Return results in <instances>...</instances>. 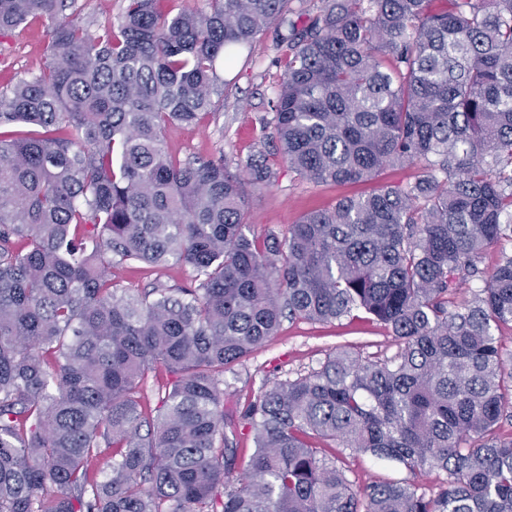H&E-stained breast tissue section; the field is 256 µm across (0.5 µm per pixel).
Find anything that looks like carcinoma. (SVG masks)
Segmentation results:
<instances>
[{"mask_svg":"<svg viewBox=\"0 0 512 512\" xmlns=\"http://www.w3.org/2000/svg\"><path fill=\"white\" fill-rule=\"evenodd\" d=\"M0 0V32L39 21L38 70L0 89V512H512V0ZM275 26L277 150L316 184L382 185L249 233L223 157L181 160L174 123L212 116L217 68ZM247 181L274 178L264 155ZM185 267L129 288L112 268ZM469 280L484 286L454 300ZM362 312L391 357L336 349L224 402L283 320ZM170 376L160 406L150 380ZM255 448L241 465L238 428ZM409 474L359 492L336 445ZM112 466L100 477L97 463ZM78 4L82 6L86 16L95 17L102 22L103 16L112 15V19L117 17L126 2L124 0H78Z\"/></svg>","mask_w":512,"mask_h":512,"instance_id":"obj_1","label":"carcinoma"}]
</instances>
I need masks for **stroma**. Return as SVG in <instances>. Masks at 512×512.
I'll list each match as a JSON object with an SVG mask.
<instances>
[{"mask_svg": "<svg viewBox=\"0 0 512 512\" xmlns=\"http://www.w3.org/2000/svg\"><path fill=\"white\" fill-rule=\"evenodd\" d=\"M47 37L41 23L21 26L0 34V83L37 70L46 53ZM273 31L264 32L250 53L239 57L232 69L223 71L224 92L215 96V115L198 128L169 126L165 141L170 153L186 160L200 156H223L226 166L244 175L249 155L261 152L275 177L267 185H246L247 222L251 231L286 230L305 212L334 204L343 196L371 193L376 183L318 185L299 178L276 152L270 138L273 113L270 101L280 84V64ZM122 285L145 288L159 282L171 287L189 285V272L177 265L148 267L128 264L117 268ZM348 345L361 356H390L396 351L392 336L365 318H343L332 324L283 323L277 334L249 360L245 368L224 375L228 403H246L262 380H285L316 367L336 347ZM356 490L380 481H404L408 474L392 464L367 456L336 451Z\"/></svg>", "mask_w": 512, "mask_h": 512, "instance_id": "stroma-1", "label": "stroma"}]
</instances>
